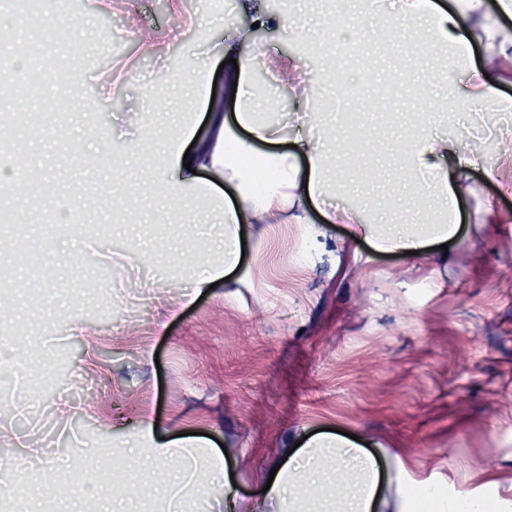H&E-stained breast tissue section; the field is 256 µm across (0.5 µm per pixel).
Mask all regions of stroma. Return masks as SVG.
Masks as SVG:
<instances>
[{"label":"stroma","mask_w":512,"mask_h":512,"mask_svg":"<svg viewBox=\"0 0 512 512\" xmlns=\"http://www.w3.org/2000/svg\"><path fill=\"white\" fill-rule=\"evenodd\" d=\"M73 0L88 20L83 41L49 22L35 27L58 57L41 96L17 101L0 90V146L9 167L42 179L46 194L19 196L31 224L0 223V278L22 292L0 296L12 335L30 341L28 360L48 379L39 400L29 388L0 402V450L38 448L61 458L62 474L99 454L137 474L133 512H159L169 470L149 471L122 448L150 412L159 436L208 434L225 449L237 499L255 512H278L262 490L294 444L322 429L358 436L378 459L391 503L429 481L446 492L482 491L512 512V55L473 37L470 54L435 41L421 15L395 25L390 44L360 36L349 47L305 28L325 25L330 0H253V13L288 14L290 26L256 29L238 0ZM247 32L253 72L264 84L254 99L278 115L276 150L304 168L301 139L322 133L337 144H367L361 166L330 171L348 183L340 204L372 224H420L426 205L411 202L406 175L418 147L409 127L429 115L438 131L463 138L485 157L460 202L447 249L417 258L355 239L312 205L286 207L276 221L246 219L245 254L228 280L193 293L199 261L219 264L222 205L236 173L224 167L211 116L234 123L232 93L215 77L224 60L223 29ZM426 40L423 64L407 71L387 112H333L382 93V66L399 42ZM500 76L492 93L478 86L484 59ZM339 85H331L333 76ZM183 92H175L172 77ZM80 80L79 106L55 111ZM160 102L141 111L144 98ZM208 148L195 174L161 175L169 136L183 124ZM129 192L107 194L115 175ZM179 184L190 209L172 208ZM24 241L40 260L14 258ZM81 253V265L62 250ZM94 349L102 369L79 365ZM503 478L499 488L484 476Z\"/></svg>","instance_id":"1"}]
</instances>
